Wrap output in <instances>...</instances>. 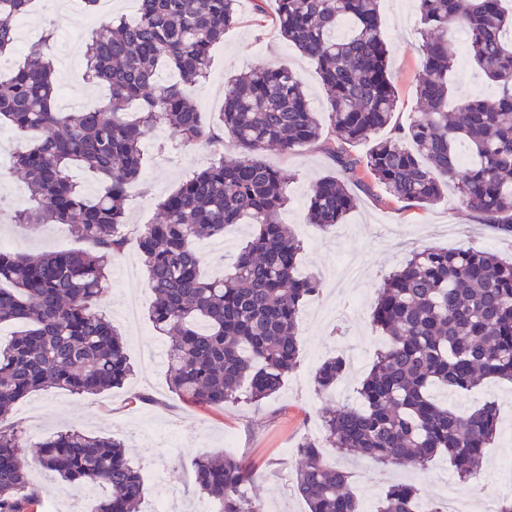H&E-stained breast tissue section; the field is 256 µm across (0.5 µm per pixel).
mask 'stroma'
<instances>
[{"label":"stroma","instance_id":"35a3bbf8","mask_svg":"<svg viewBox=\"0 0 512 512\" xmlns=\"http://www.w3.org/2000/svg\"><path fill=\"white\" fill-rule=\"evenodd\" d=\"M379 15L386 36L389 75L398 93L393 124L405 126L422 106L416 94L420 65V19L416 0H379ZM59 0H34L24 17L27 30L42 35L54 28L51 53L62 61L68 43L86 40L96 26L97 16L76 5L72 22L58 20ZM240 21L224 33L212 50L211 72L203 84L190 88L203 118L218 122L224 106V80L250 68L284 64L304 82L322 127H329L325 92L313 63L278 33L270 17L258 16L251 0H241ZM238 149L231 140L212 146L181 144L169 129H160L142 149L144 186L133 187L127 203L124 232L127 245L111 265V284L103 310L122 333L134 374L120 389L99 395H77L62 389L38 391L20 400L9 417L30 437L42 440L65 428L95 435H111L123 441L138 466L145 486L142 512H154L158 502H166L169 512H210L211 504L199 497L193 485L197 458L204 454L227 453L246 461L255 471L250 487L266 512H306L307 507L295 489L296 457L291 450L304 438H321V407L328 402L353 404L355 389L368 373L385 336L370 323V306L376 289L388 272L404 262L411 250L424 246L456 248L472 246L512 258V241L498 236L481 220L479 212L461 205L448 193L432 207L421 209L392 200L383 186L372 178L349 180L356 206L330 232H320L307 222V199L312 184L328 174L341 175L342 169L323 144L304 145L284 153L265 151L267 164L288 176V206L280 214L305 244L298 271L316 276L318 294L306 302L298 320L302 348L299 368L283 382L278 393L258 403L241 401L221 409H206L173 394L165 356L167 338L155 331L147 316L130 322L124 317L131 288H138L142 308H149L153 297L145 277L137 281L122 275L125 265H140L138 230L157 215L159 198L173 192L186 175L202 170L217 157L232 159ZM28 198L26 183L15 176L0 178V241L30 255L48 251L81 248V241L65 224H42L21 229L11 221L12 209ZM247 226L232 227L224 241L198 242V250L208 259L206 275H222L223 262L232 261ZM355 256L360 268L363 298L347 319H322L318 312L336 306L339 292L334 271L342 256ZM352 359L348 377L335 389L320 392L313 382L319 363L334 353ZM496 401L500 428L485 450L477 475L489 490L508 489L512 474L505 461L512 457V383L490 381L470 391L449 392L447 402L459 412H467L484 401ZM350 485L360 501L379 506L388 486L410 481L422 497L447 499L449 490L467 494L468 483L457 480L446 455H438L426 468H400L381 465L369 459L344 460ZM31 484L54 512H95L109 488L98 485H68L39 469L29 473Z\"/></svg>","mask_w":512,"mask_h":512}]
</instances>
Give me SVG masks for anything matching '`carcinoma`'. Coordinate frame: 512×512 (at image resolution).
<instances>
[{"mask_svg": "<svg viewBox=\"0 0 512 512\" xmlns=\"http://www.w3.org/2000/svg\"><path fill=\"white\" fill-rule=\"evenodd\" d=\"M31 0H0V58L16 46L15 21ZM240 0H138L137 16H111L92 30L85 72L111 91L107 104L59 112V85L49 33L29 45L23 63L0 75V124L26 137L13 168L28 200L14 223L69 224L87 248L32 257L0 248V323L20 325L0 348V512H39L29 469L66 483L106 485L97 512H138L145 495L137 465L114 437L71 429L32 443L11 426L12 407L40 390L97 395L124 385L133 366L121 334L103 313L105 258L123 252L129 188L143 179L141 147L159 127L185 144L228 137L239 156L222 158L185 178L157 203L158 220L138 234L153 294L148 319L169 337L172 392L221 409L241 398L276 394L300 363L297 319L319 291L296 272L304 245L279 219L288 179L262 153H288L324 140L341 169L362 166L392 199L437 203L453 185L461 204L512 236V8L506 0H417L423 41L416 90L425 109L408 126H390L398 97L388 78V50L378 0H275L282 36L316 67L327 94L334 138H322L300 77L286 65L243 72L224 87L222 124L206 123L188 88L206 78L213 46L238 20ZM466 36L473 61L498 87L493 97L461 96L453 105L456 40ZM177 80L163 82L161 69ZM390 129V135L377 133ZM372 146L361 162L349 153ZM92 172L90 195L71 177ZM333 174L312 186L309 223L328 232L354 208ZM252 232L219 280L201 275L196 243L221 239L235 225ZM370 320L388 338L357 389V407L328 406L321 425L340 454L421 469L448 455L461 480L471 478L495 438L499 407L486 401L468 413L448 408L440 391L472 390L485 380L512 383V261L476 248L425 247L411 252L377 289ZM349 365L337 354L315 375L336 387ZM35 448L32 455L27 449ZM296 490L308 512H361L348 473L328 464L304 439ZM255 473L241 459L205 455L195 463L198 492L218 512H264L242 487ZM377 512H448L437 499L396 482Z\"/></svg>", "mask_w": 512, "mask_h": 512, "instance_id": "carcinoma-1", "label": "carcinoma"}]
</instances>
